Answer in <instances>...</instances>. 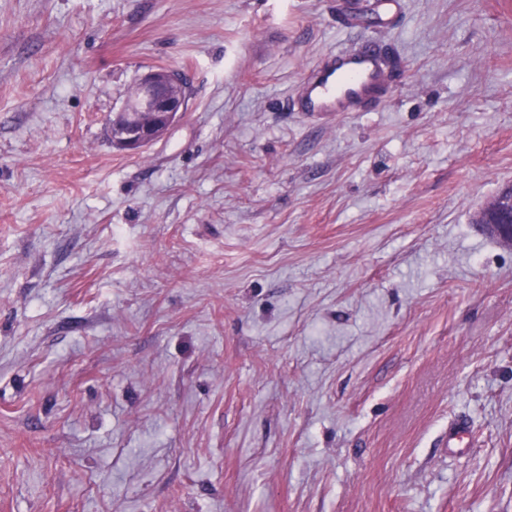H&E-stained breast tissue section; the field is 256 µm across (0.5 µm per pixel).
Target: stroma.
<instances>
[{
  "label": "stroma",
  "mask_w": 512,
  "mask_h": 512,
  "mask_svg": "<svg viewBox=\"0 0 512 512\" xmlns=\"http://www.w3.org/2000/svg\"><path fill=\"white\" fill-rule=\"evenodd\" d=\"M368 46L388 99L293 111ZM509 184L512 0H0V503L512 512ZM136 87L135 96L113 113L109 130L113 144L129 153L160 139L187 110L186 83L173 70H149ZM475 221L493 232L501 243L512 247V186L497 192L478 211ZM469 434V425L464 420H456L448 427L447 443L444 445L448 457H462L470 451L465 442Z\"/></svg>",
  "instance_id": "35a3bbf8"
}]
</instances>
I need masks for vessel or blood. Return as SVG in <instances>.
I'll return each instance as SVG.
<instances>
[{
    "label": "vessel or blood",
    "mask_w": 512,
    "mask_h": 512,
    "mask_svg": "<svg viewBox=\"0 0 512 512\" xmlns=\"http://www.w3.org/2000/svg\"><path fill=\"white\" fill-rule=\"evenodd\" d=\"M385 80L382 64L373 51L339 52L323 65L309 69L298 109L303 113L356 112L381 93ZM468 434L466 421L452 422L444 445L446 453L452 457L468 454Z\"/></svg>",
    "instance_id": "vessel-or-blood-1"
}]
</instances>
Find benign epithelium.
<instances>
[{"mask_svg":"<svg viewBox=\"0 0 512 512\" xmlns=\"http://www.w3.org/2000/svg\"><path fill=\"white\" fill-rule=\"evenodd\" d=\"M186 111L182 76L166 68L152 69L139 78L135 96L113 113L112 142L123 151L137 153L160 139ZM476 223L512 247V186L497 192L478 211Z\"/></svg>","mask_w":512,"mask_h":512,"instance_id":"1","label":"benign epithelium"}]
</instances>
